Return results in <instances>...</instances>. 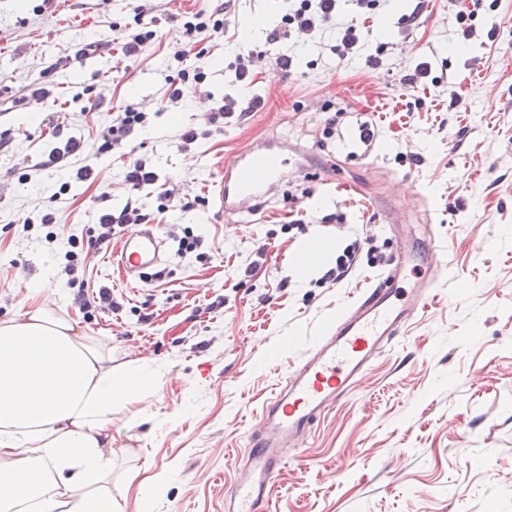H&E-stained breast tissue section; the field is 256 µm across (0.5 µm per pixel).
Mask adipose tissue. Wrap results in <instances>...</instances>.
Masks as SVG:
<instances>
[{
  "label": "adipose tissue",
  "mask_w": 512,
  "mask_h": 512,
  "mask_svg": "<svg viewBox=\"0 0 512 512\" xmlns=\"http://www.w3.org/2000/svg\"><path fill=\"white\" fill-rule=\"evenodd\" d=\"M160 377L148 362L117 370L49 307L0 320V512H120L106 427Z\"/></svg>",
  "instance_id": "obj_1"
}]
</instances>
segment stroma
Listing matches in <instances>:
<instances>
[{
    "label": "stroma",
    "instance_id": "35a3bbf8",
    "mask_svg": "<svg viewBox=\"0 0 512 512\" xmlns=\"http://www.w3.org/2000/svg\"><path fill=\"white\" fill-rule=\"evenodd\" d=\"M157 39L134 61L121 53L130 0H0V320L42 304L97 337L115 366L148 361L161 369L152 393L114 411L112 484L122 512H224L231 463L258 423L262 402L324 332L329 321L376 286L401 242L431 221L447 256L432 306L375 362L353 394L312 429L308 463L289 464L277 512H512V0H483L463 38L462 0H382L378 13L344 0L340 26H355L365 52L330 50L337 29L269 47L272 58L250 90L234 80L233 45L244 24L277 17L281 0H141ZM223 7L230 23L208 41L224 68L161 109L163 60L180 45L169 16ZM429 78L403 84L420 63ZM51 91L35 109L30 84ZM232 96L242 109L223 132L191 151L182 127L204 125ZM152 112L130 145L161 181L203 197L196 209L161 213L143 198L163 235L159 279H130L111 250L88 253L76 277L112 289L118 312L85 311L62 271L69 236L85 237L95 214L118 209L129 189L128 158L98 152V129L129 100ZM346 114L332 137L324 121ZM377 125L365 142L359 127ZM84 139L97 176L72 182L58 224L23 229L20 219L51 207L66 180L29 166ZM290 146L288 175L256 213L217 215L214 183L246 146ZM304 219V232L286 225ZM202 237L203 259L180 254L170 225ZM55 242H47V232ZM384 261H360L340 283L297 278L293 260L311 238L329 250L323 269L365 236ZM258 267L252 276L243 270ZM176 468L147 497L146 478Z\"/></svg>",
    "mask_w": 512,
    "mask_h": 512
}]
</instances>
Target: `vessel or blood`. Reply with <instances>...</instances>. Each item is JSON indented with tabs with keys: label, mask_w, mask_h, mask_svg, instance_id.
Segmentation results:
<instances>
[{
	"label": "vessel or blood",
	"mask_w": 512,
	"mask_h": 512,
	"mask_svg": "<svg viewBox=\"0 0 512 512\" xmlns=\"http://www.w3.org/2000/svg\"><path fill=\"white\" fill-rule=\"evenodd\" d=\"M287 165L284 154L246 147L216 183L217 212L252 209ZM162 247L152 229H136L125 235L114 261L127 277L138 278L159 263ZM415 266L408 248L400 247L383 281L349 304L306 350L301 365L280 381L263 404L243 455L234 460L224 512H275L273 488L291 452L304 447L312 427L351 395L371 365L433 303L443 266L433 265L412 283L408 277Z\"/></svg>",
	"instance_id": "b4317fda"
}]
</instances>
